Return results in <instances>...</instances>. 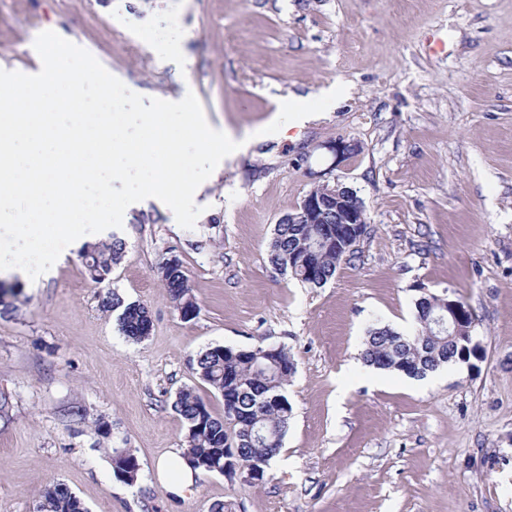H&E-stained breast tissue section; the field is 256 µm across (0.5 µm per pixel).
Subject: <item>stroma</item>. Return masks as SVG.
I'll use <instances>...</instances> for the list:
<instances>
[{"label": "stroma", "instance_id": "1", "mask_svg": "<svg viewBox=\"0 0 512 512\" xmlns=\"http://www.w3.org/2000/svg\"><path fill=\"white\" fill-rule=\"evenodd\" d=\"M177 31L181 54L144 39ZM45 30L89 51L146 98L193 92L213 124L264 126L290 96L342 82L348 98L225 164L193 228L150 200L129 206L121 259L94 283L70 244L0 316V512H34L66 484L89 512H512V0H0V69L37 73ZM356 151L337 161L338 139ZM356 191L371 232L323 287L276 272L280 217L314 187ZM179 258L199 312L184 319L159 268ZM113 290L145 304L147 339L99 306ZM475 315L482 356L425 381L367 373L375 325L406 332L423 293ZM285 348L295 364L280 455L263 483L197 472L179 498L156 463L185 448L173 402L223 345ZM108 437H101L98 426ZM139 479L113 475L112 451Z\"/></svg>", "mask_w": 512, "mask_h": 512}]
</instances>
